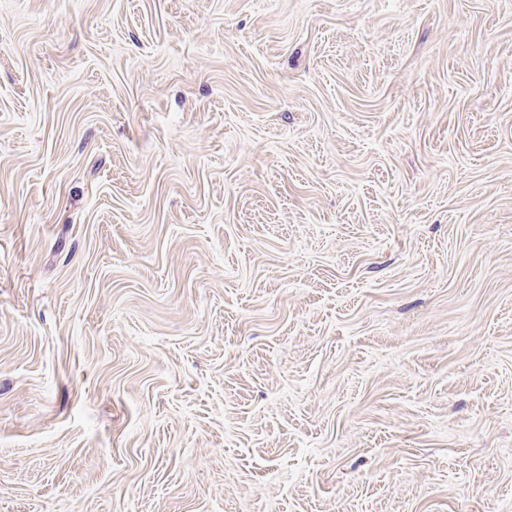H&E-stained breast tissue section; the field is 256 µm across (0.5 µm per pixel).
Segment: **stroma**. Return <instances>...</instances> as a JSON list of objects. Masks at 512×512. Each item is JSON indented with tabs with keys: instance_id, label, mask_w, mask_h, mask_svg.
<instances>
[{
	"instance_id": "obj_1",
	"label": "stroma",
	"mask_w": 512,
	"mask_h": 512,
	"mask_svg": "<svg viewBox=\"0 0 512 512\" xmlns=\"http://www.w3.org/2000/svg\"><path fill=\"white\" fill-rule=\"evenodd\" d=\"M0 512H512V0H0Z\"/></svg>"
}]
</instances>
